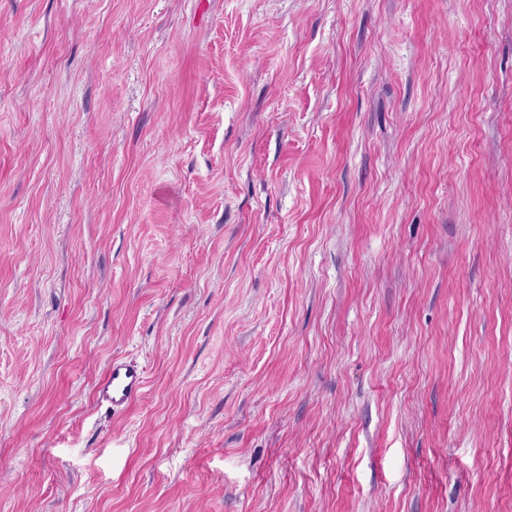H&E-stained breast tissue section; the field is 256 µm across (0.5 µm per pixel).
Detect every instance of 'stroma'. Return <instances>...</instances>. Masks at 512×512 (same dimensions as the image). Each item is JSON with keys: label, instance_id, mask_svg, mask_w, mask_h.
I'll return each mask as SVG.
<instances>
[{"label": "stroma", "instance_id": "stroma-1", "mask_svg": "<svg viewBox=\"0 0 512 512\" xmlns=\"http://www.w3.org/2000/svg\"><path fill=\"white\" fill-rule=\"evenodd\" d=\"M0 512H512V0H0ZM147 385L144 367L127 358H112L96 385L97 400L119 410L140 397Z\"/></svg>", "mask_w": 512, "mask_h": 512}]
</instances>
